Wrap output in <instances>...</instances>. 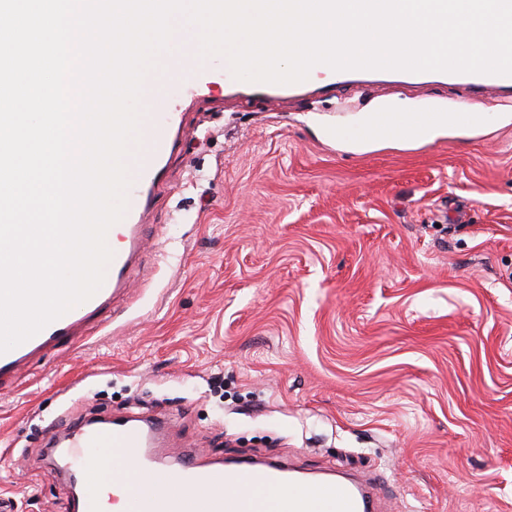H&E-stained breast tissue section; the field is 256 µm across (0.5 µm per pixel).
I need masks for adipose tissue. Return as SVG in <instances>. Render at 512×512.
Here are the masks:
<instances>
[{
	"mask_svg": "<svg viewBox=\"0 0 512 512\" xmlns=\"http://www.w3.org/2000/svg\"><path fill=\"white\" fill-rule=\"evenodd\" d=\"M499 119L491 112H404L392 106L385 112L362 113L355 124L337 127L336 139L355 149L410 147L454 129L475 130Z\"/></svg>",
	"mask_w": 512,
	"mask_h": 512,
	"instance_id": "adipose-tissue-1",
	"label": "adipose tissue"
}]
</instances>
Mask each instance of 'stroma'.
<instances>
[{"label": "stroma", "mask_w": 512, "mask_h": 512, "mask_svg": "<svg viewBox=\"0 0 512 512\" xmlns=\"http://www.w3.org/2000/svg\"><path fill=\"white\" fill-rule=\"evenodd\" d=\"M440 79L276 107L184 105L132 289L0 386V503L68 512L43 449L80 418L163 413L160 456L375 479L380 512H512V123L354 152L362 112L512 113Z\"/></svg>", "instance_id": "stroma-1"}]
</instances>
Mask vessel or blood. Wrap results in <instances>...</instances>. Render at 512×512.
<instances>
[{"label": "vessel or blood", "mask_w": 512, "mask_h": 512, "mask_svg": "<svg viewBox=\"0 0 512 512\" xmlns=\"http://www.w3.org/2000/svg\"><path fill=\"white\" fill-rule=\"evenodd\" d=\"M155 81L145 83L143 97L158 104L166 83H184L191 99L211 96L223 80L211 63L197 51H190L160 66ZM366 70L324 71L312 69L306 81L282 85L250 84L251 93L275 100L284 95L325 89L339 83H362ZM448 82L473 93L500 95L512 92V76L451 73ZM183 115L145 113L140 126L144 151L130 157L131 184L127 190V211L117 223L118 247L106 269L105 280L96 294L38 334L0 354V382L15 377L35 351L64 339H73L76 326L106 306L114 295L126 289L134 259L145 249V224L151 201L166 166L169 146L183 136ZM168 421L162 417L142 419L79 420L69 425L63 437L68 470L78 473L80 491L74 494L71 512H100L99 495L93 485L102 453L128 458L129 467L114 470L112 483L125 497L126 512H367L369 497L357 484H325L321 499L308 494L306 481L288 475L276 462L238 459L229 462L204 460L191 454L177 464L152 454L164 435ZM150 477L156 490H144L140 480ZM287 492L276 495L278 487Z\"/></svg>", "instance_id": "vessel-or-blood-1"}]
</instances>
